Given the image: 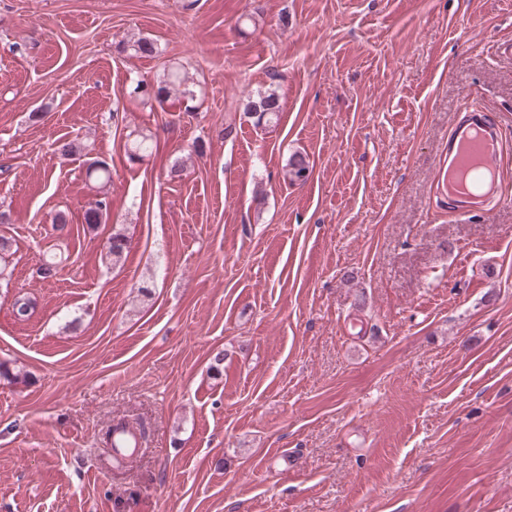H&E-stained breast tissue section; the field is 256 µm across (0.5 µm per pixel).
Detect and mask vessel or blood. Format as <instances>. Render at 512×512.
I'll list each match as a JSON object with an SVG mask.
<instances>
[{
	"mask_svg": "<svg viewBox=\"0 0 512 512\" xmlns=\"http://www.w3.org/2000/svg\"><path fill=\"white\" fill-rule=\"evenodd\" d=\"M448 210L465 217L508 199L512 159L506 156L504 132L489 107L465 112L448 134Z\"/></svg>",
	"mask_w": 512,
	"mask_h": 512,
	"instance_id": "b4317fda",
	"label": "vessel or blood"
}]
</instances>
